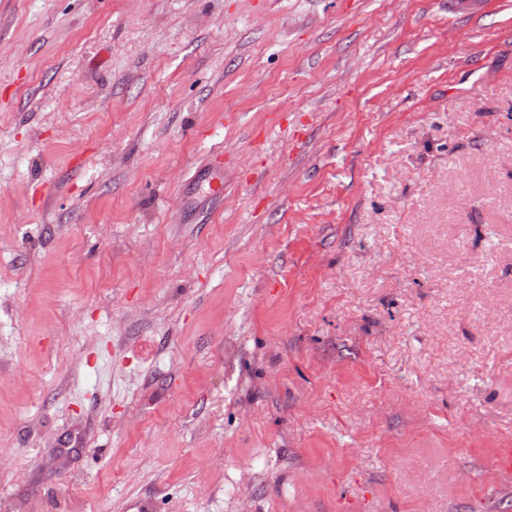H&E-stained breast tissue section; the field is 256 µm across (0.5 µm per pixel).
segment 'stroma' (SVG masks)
I'll return each mask as SVG.
<instances>
[{"instance_id": "stroma-1", "label": "stroma", "mask_w": 512, "mask_h": 512, "mask_svg": "<svg viewBox=\"0 0 512 512\" xmlns=\"http://www.w3.org/2000/svg\"><path fill=\"white\" fill-rule=\"evenodd\" d=\"M503 448L512 0H0V512H512ZM191 179L198 186L207 184L211 196H224V168L222 166L212 162L205 163L195 171Z\"/></svg>"}]
</instances>
